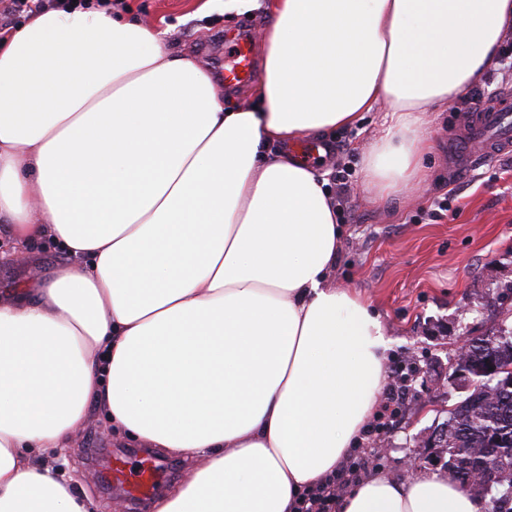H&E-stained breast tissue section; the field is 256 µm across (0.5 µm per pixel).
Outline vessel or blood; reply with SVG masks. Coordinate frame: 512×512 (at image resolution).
I'll return each mask as SVG.
<instances>
[{
    "label": "vessel or blood",
    "mask_w": 512,
    "mask_h": 512,
    "mask_svg": "<svg viewBox=\"0 0 512 512\" xmlns=\"http://www.w3.org/2000/svg\"><path fill=\"white\" fill-rule=\"evenodd\" d=\"M253 39L237 41L231 59L224 65V83L245 86L256 70ZM448 153L458 161V173H466L478 161L512 155V94L504 93L495 102L470 113L448 138Z\"/></svg>",
    "instance_id": "b4317fda"
}]
</instances>
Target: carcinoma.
<instances>
[{
  "label": "carcinoma",
  "instance_id": "obj_1",
  "mask_svg": "<svg viewBox=\"0 0 512 512\" xmlns=\"http://www.w3.org/2000/svg\"><path fill=\"white\" fill-rule=\"evenodd\" d=\"M505 338L495 342L470 340L466 363L473 375V390L449 411L445 421L434 428L440 453L448 455L446 466L460 486L479 497L483 490L471 480L482 466L485 449L497 450L504 466L498 477L512 488V388L504 389L485 375L488 352L495 353L503 367H512V328L503 329Z\"/></svg>",
  "mask_w": 512,
  "mask_h": 512
}]
</instances>
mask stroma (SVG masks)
Masks as SVG:
<instances>
[{"label": "stroma", "instance_id": "stroma-1", "mask_svg": "<svg viewBox=\"0 0 512 512\" xmlns=\"http://www.w3.org/2000/svg\"><path fill=\"white\" fill-rule=\"evenodd\" d=\"M114 11L166 30L174 49L191 54L217 79L232 55L225 37L236 29L249 27L259 53L267 51V15L261 8L240 14L225 11L224 0H122ZM470 107L466 95L436 113L427 131L424 178L401 194L378 200L361 183L363 152L378 134L382 113H367L357 127L332 131L337 159L317 166L332 188H347L339 204L345 234L334 279L358 291L379 313L391 341L384 381L407 390L393 426L361 443L365 451L377 453L376 469L399 481L444 466L427 438L466 395L451 379L460 336L512 327V157L489 158L459 178L445 149ZM441 199L447 200L448 210L433 217L434 203ZM63 261L49 241L1 261L0 293L50 277ZM136 445L113 428L104 407L94 404L70 448L57 453V465L77 493L94 500L98 512H109L111 500L124 497L125 491L105 489L98 466L88 464L84 451L129 449L122 467L134 474L145 466L142 456L132 453ZM156 466L161 490L141 512H155L160 498L185 478L191 461L161 451Z\"/></svg>", "mask_w": 512, "mask_h": 512}]
</instances>
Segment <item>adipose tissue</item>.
Instances as JSON below:
<instances>
[{
  "label": "adipose tissue",
  "mask_w": 512,
  "mask_h": 512,
  "mask_svg": "<svg viewBox=\"0 0 512 512\" xmlns=\"http://www.w3.org/2000/svg\"><path fill=\"white\" fill-rule=\"evenodd\" d=\"M252 106L166 33L49 10L0 42V223L69 257L0 299V512H97L32 448L91 403L197 458L157 512H299L376 412L389 341L333 281L344 228L288 151L385 106L364 185L423 176L434 113L486 72L512 0H268ZM338 512H484L445 470L359 477Z\"/></svg>",
  "instance_id": "obj_1"
}]
</instances>
